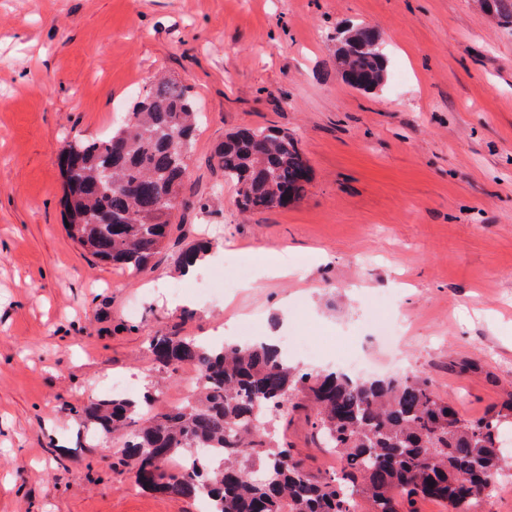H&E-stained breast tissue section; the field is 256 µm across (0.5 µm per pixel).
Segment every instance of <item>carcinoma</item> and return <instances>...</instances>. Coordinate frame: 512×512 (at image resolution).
Wrapping results in <instances>:
<instances>
[{
	"mask_svg": "<svg viewBox=\"0 0 512 512\" xmlns=\"http://www.w3.org/2000/svg\"><path fill=\"white\" fill-rule=\"evenodd\" d=\"M379 46L371 27L346 36L338 60L347 84L383 85ZM198 112L187 86L159 79L112 133L66 142L67 231L86 253L122 270L147 267L179 205ZM215 156L244 211L286 207L312 178L298 141L274 128L239 127ZM148 351L160 369L196 371L184 402L156 412V388L140 401L115 395L80 408L89 432L122 435L113 467L133 469L143 489L207 497L212 512H415L419 499L469 512L512 478V455L498 452L505 440L512 447V399L468 418L419 378L305 372L264 343L161 334ZM301 408L338 470L313 473L281 441L280 426Z\"/></svg>",
	"mask_w": 512,
	"mask_h": 512,
	"instance_id": "obj_1",
	"label": "carcinoma"
}]
</instances>
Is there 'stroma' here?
I'll use <instances>...</instances> for the list:
<instances>
[{
  "mask_svg": "<svg viewBox=\"0 0 512 512\" xmlns=\"http://www.w3.org/2000/svg\"><path fill=\"white\" fill-rule=\"evenodd\" d=\"M382 36L385 84L336 71L339 34ZM158 76L187 84L202 119L168 235L147 269H114L69 238L58 152L132 111ZM291 133L312 168L306 195L242 213L215 158L241 126ZM284 258L285 278L211 290L192 317L169 297L209 287L179 255ZM162 280L163 295L143 287ZM393 296L396 339L366 314ZM315 338L311 372L362 358L368 378L419 377L466 417L512 398V23L476 0H0V512H197L112 471L87 439L88 399L165 380L150 336ZM285 439L312 471L335 468L310 413Z\"/></svg>",
  "mask_w": 512,
  "mask_h": 512,
  "instance_id": "35a3bbf8",
  "label": "stroma"
}]
</instances>
